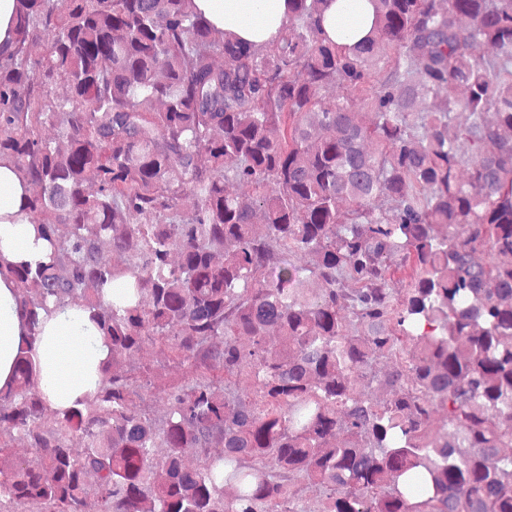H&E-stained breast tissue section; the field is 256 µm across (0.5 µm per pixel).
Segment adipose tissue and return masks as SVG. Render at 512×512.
I'll return each mask as SVG.
<instances>
[{
	"label": "adipose tissue",
	"mask_w": 512,
	"mask_h": 512,
	"mask_svg": "<svg viewBox=\"0 0 512 512\" xmlns=\"http://www.w3.org/2000/svg\"><path fill=\"white\" fill-rule=\"evenodd\" d=\"M194 4L216 27L258 45L278 38L287 10V0H194ZM373 22L371 0H327L324 6L326 34L339 43L361 42ZM24 195L14 173L0 167V255L13 261L34 260L43 252L19 211ZM23 328L13 284L0 278V387L11 378ZM41 336L43 393L53 407L69 408L96 389L98 368L108 358L109 347L87 314L75 308L55 311L44 321Z\"/></svg>",
	"instance_id": "ef3b65f1"
}]
</instances>
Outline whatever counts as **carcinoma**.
Here are the masks:
<instances>
[{"label": "carcinoma", "instance_id": "obj_1", "mask_svg": "<svg viewBox=\"0 0 512 512\" xmlns=\"http://www.w3.org/2000/svg\"><path fill=\"white\" fill-rule=\"evenodd\" d=\"M193 2L17 0L0 166L40 187L21 214L46 250L0 256L1 277L30 285L0 455L18 438L34 454L0 470V512H85L89 497L96 512H305L298 480L316 486V512H512V0H372L354 46L326 37V0H288L265 46ZM477 42L495 54L476 57ZM383 45L405 53L371 112L347 98L317 110L330 83L375 82ZM457 112L466 153L448 137ZM229 179L255 188L262 233ZM107 247L125 264H103ZM65 306L89 314L110 358L93 393L57 410L35 352L43 316ZM147 342L185 370L161 421L145 385L111 370ZM378 355L392 372L370 371ZM365 380L392 397L354 396ZM438 410L451 433L429 442ZM188 449L209 467L188 468Z\"/></svg>", "mask_w": 512, "mask_h": 512}]
</instances>
